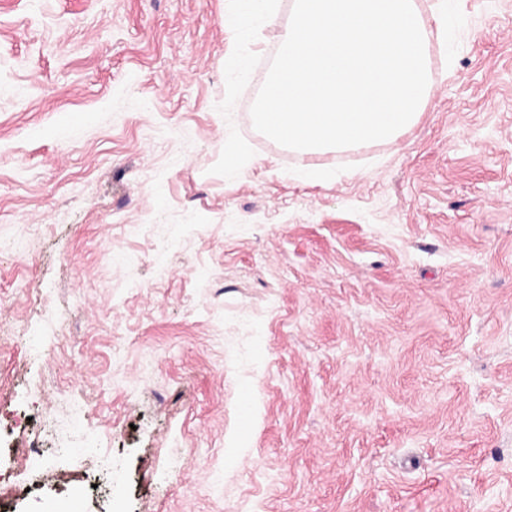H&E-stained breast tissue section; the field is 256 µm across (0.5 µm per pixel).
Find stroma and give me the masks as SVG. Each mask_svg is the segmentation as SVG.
Instances as JSON below:
<instances>
[{
    "label": "stroma",
    "instance_id": "stroma-1",
    "mask_svg": "<svg viewBox=\"0 0 512 512\" xmlns=\"http://www.w3.org/2000/svg\"><path fill=\"white\" fill-rule=\"evenodd\" d=\"M460 6L417 123L310 156L234 0H0V512H512V0Z\"/></svg>",
    "mask_w": 512,
    "mask_h": 512
}]
</instances>
